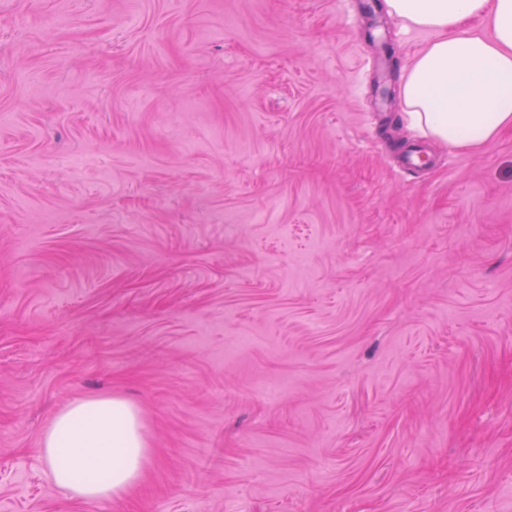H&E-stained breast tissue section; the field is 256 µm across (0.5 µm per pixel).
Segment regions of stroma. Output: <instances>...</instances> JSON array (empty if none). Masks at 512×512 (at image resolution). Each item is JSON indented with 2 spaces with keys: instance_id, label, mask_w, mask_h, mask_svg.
Instances as JSON below:
<instances>
[{
  "instance_id": "stroma-1",
  "label": "stroma",
  "mask_w": 512,
  "mask_h": 512,
  "mask_svg": "<svg viewBox=\"0 0 512 512\" xmlns=\"http://www.w3.org/2000/svg\"><path fill=\"white\" fill-rule=\"evenodd\" d=\"M365 1L0 0V512H512V129L401 171ZM101 395L150 463L73 502ZM40 447L54 484L78 502L122 497L149 459L139 411L112 396L70 402L44 430Z\"/></svg>"
}]
</instances>
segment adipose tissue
Returning a JSON list of instances; mask_svg holds the SVG:
<instances>
[{"label":"adipose tissue","instance_id":"ef3b65f1","mask_svg":"<svg viewBox=\"0 0 512 512\" xmlns=\"http://www.w3.org/2000/svg\"><path fill=\"white\" fill-rule=\"evenodd\" d=\"M405 28L431 34L403 70L401 99L420 135L458 150L512 127V0H387ZM54 484L71 500L122 497L149 447L139 411L118 397L76 399L44 430Z\"/></svg>","mask_w":512,"mask_h":512}]
</instances>
